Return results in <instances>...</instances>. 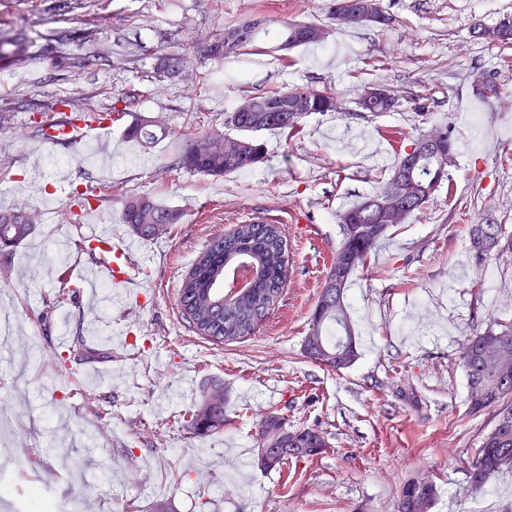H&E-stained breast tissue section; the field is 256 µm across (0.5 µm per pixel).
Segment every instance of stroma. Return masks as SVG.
<instances>
[{"label":"stroma","instance_id":"1","mask_svg":"<svg viewBox=\"0 0 512 512\" xmlns=\"http://www.w3.org/2000/svg\"><path fill=\"white\" fill-rule=\"evenodd\" d=\"M330 0H0V37L20 42L0 61V198L25 205L24 184L37 179L54 200V217L8 258L0 257V305L17 322L12 346H0V398L18 414L6 458H0V506L22 512L38 488L62 512H396L407 482L430 476L439 486L431 512H471L490 499L512 512V470L487 488L472 487L466 463L495 421V409L471 411L460 361L466 336L512 320V252L474 263L469 227L512 228V45L475 38L478 26L512 14V0H381L391 27L333 33L293 51L284 66L263 37L264 51L225 61L208 48L226 26L255 15L328 24ZM186 53L185 73L162 77L160 55ZM491 76L501 111L484 112L476 76ZM393 91V111H362L364 87ZM329 87L336 112L310 114L301 139L285 143L259 133L266 159L213 178L174 170L186 133L220 134L224 115L248 95L283 87ZM135 110L169 134L150 147L126 139L125 121L106 138L98 164L82 144L32 152V111L59 115L55 102L112 111L125 93ZM447 127L471 143L448 169V184L407 223L392 228L371 263L348 283V315L360 343L353 366L333 371L307 359L302 344L327 274L323 253L340 240L338 216L372 195L390 172L362 160L371 133L414 139ZM110 189L99 216L113 234L123 195H151L180 210L171 237L143 241L131 256L138 292L128 303H101L94 330L74 308L41 313L59 283L52 268L78 261L59 252L63 238L87 235V208L67 217L75 192ZM282 224L290 262L282 297L249 338L229 345L197 337L177 305L178 290L209 241L257 218ZM83 341L107 350L86 360L70 352ZM67 356L65 368L53 357ZM213 386L224 390L223 431L187 432L180 414ZM112 390V420L102 423L86 395ZM289 429L319 428L331 449L298 463L282 483L255 464L257 424L271 408Z\"/></svg>","mask_w":512,"mask_h":512}]
</instances>
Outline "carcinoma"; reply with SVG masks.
<instances>
[{
  "mask_svg": "<svg viewBox=\"0 0 512 512\" xmlns=\"http://www.w3.org/2000/svg\"><path fill=\"white\" fill-rule=\"evenodd\" d=\"M269 20L255 17L244 23L226 26L224 31L239 33L229 48L215 37L209 56L226 60L255 45L260 33L266 31ZM313 22H285L279 31L278 45L289 48L314 44L307 36ZM512 29V15H506L492 27H482L476 38L499 45H511L512 38L500 37L502 28ZM187 57L169 53L162 58L159 75H174L185 69ZM337 92L331 88L292 86L274 89L253 96L255 112H231L224 116V125L237 131V138L250 144L246 158L224 152V138L211 135H189L187 144L177 159V168L189 173L222 177L229 173L252 169L265 159L264 144L255 134L277 131L293 139L303 130V120L315 112L336 111ZM307 103V111H288L295 101ZM440 143L424 150L418 164L409 167L410 192L405 203L409 216L421 212L438 191L450 166L448 157L455 155L454 141L448 129H437ZM127 135L143 146L155 143L165 128L155 124L150 116L139 114L127 127ZM182 218L179 210L164 206L145 195L128 196L124 200L121 221L141 239H153L166 234ZM342 239L329 261V270L308 323L303 352L311 361L333 370L352 366L358 358L357 341L346 312V285L358 270L369 265L377 244L384 239L389 225L381 224L376 214L360 202L339 216ZM35 230L34 218L22 208L0 210V250L14 249L26 241ZM471 252L481 263L495 250H512V232L503 224H473L470 228ZM288 241L279 224H239L231 232L214 238L197 257L182 282L178 303L182 313L191 314L190 324L198 336L212 343H233L251 336L267 319L279 301L288 278ZM245 268L251 274L248 291L233 301L226 300L224 278ZM69 303L80 310L77 292L68 281L47 305L42 317L48 318L53 309ZM460 359L465 370L471 409L481 411L497 408L493 427L469 462V479L476 489L482 488L497 473L512 469V322L499 323L482 333L466 337L461 344ZM100 420H112V391L100 392L93 398ZM281 410L266 413L258 424L257 447L268 449L277 460L273 467L259 470L275 471L283 485L291 478L290 464L312 462L325 454L329 447L325 432L314 434L299 428L288 434L281 431L277 417ZM189 433L205 436L224 429V403L213 404L207 395L180 416ZM437 494V484L431 480L409 482L403 489L399 512H430Z\"/></svg>",
  "mask_w": 512,
  "mask_h": 512,
  "instance_id": "1",
  "label": "carcinoma"
}]
</instances>
